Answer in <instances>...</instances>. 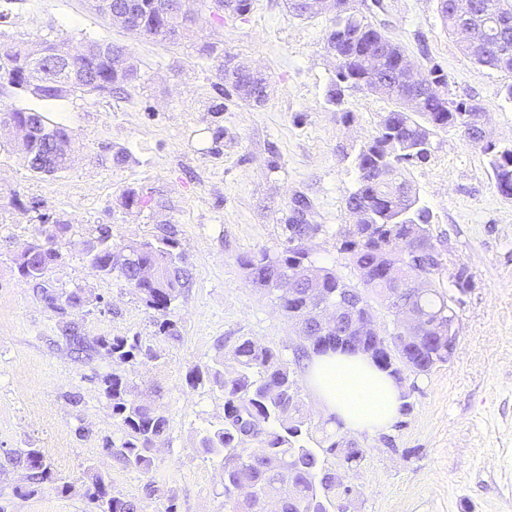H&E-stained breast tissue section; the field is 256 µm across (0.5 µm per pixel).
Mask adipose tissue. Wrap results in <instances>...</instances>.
<instances>
[{
  "mask_svg": "<svg viewBox=\"0 0 512 512\" xmlns=\"http://www.w3.org/2000/svg\"><path fill=\"white\" fill-rule=\"evenodd\" d=\"M308 381L327 413L351 430H386L399 413L398 384L364 357L339 353L313 356Z\"/></svg>",
  "mask_w": 512,
  "mask_h": 512,
  "instance_id": "1",
  "label": "adipose tissue"
}]
</instances>
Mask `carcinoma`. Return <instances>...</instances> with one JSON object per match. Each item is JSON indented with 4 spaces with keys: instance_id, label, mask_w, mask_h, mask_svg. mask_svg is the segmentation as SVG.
<instances>
[{
    "instance_id": "carcinoma-1",
    "label": "carcinoma",
    "mask_w": 512,
    "mask_h": 512,
    "mask_svg": "<svg viewBox=\"0 0 512 512\" xmlns=\"http://www.w3.org/2000/svg\"><path fill=\"white\" fill-rule=\"evenodd\" d=\"M110 6L129 7L126 30L131 34L173 45L177 43L174 35L187 31L192 23L183 0H110ZM469 24L483 31L485 46L475 50L462 43L461 50L481 66L512 71V0H475ZM367 47L384 57L383 69L376 73L362 63L361 53ZM324 48L337 60L336 80L326 92V103L336 117L344 123L352 119L351 112L344 108L345 91L352 88L390 100L393 108L381 115L377 134L355 158L357 186L345 205L360 210L361 218L352 226L337 228L335 233L336 251L356 280L343 276L333 266H320L323 295L332 301L338 296H357L370 309L375 301L388 302L390 284L385 273L393 272L404 283L420 278L421 293L410 297V306L426 318L422 339L405 340L394 331L379 340L372 336L362 339L359 332L351 331L338 340L304 323L303 312L311 298L303 269L316 265V260L292 242L319 233L320 224H300L292 218L283 227L281 248L248 252L239 257V263L253 286L273 295L299 330L313 338L310 347L331 342L344 352L380 356L386 359L385 369L400 382L404 370L422 375L448 362V327L471 285L466 267L450 273L447 265H438L439 243L431 229L434 215L420 202L416 188L406 177L407 166L427 163L434 136L460 123L467 128L464 138L481 145L497 190L509 198L512 146L481 139L485 106L478 100L448 95V75L439 64L430 65L426 77L440 93L406 84L400 71L405 48L374 27L352 0H335ZM201 52L220 59V79L237 99L253 107L265 103L270 93V80L265 74L233 63V57L215 44L203 46ZM36 59L45 66L32 68ZM69 70L84 73V79L68 82ZM140 79V67L127 48L117 44L95 40L66 44L48 38L21 41L0 51V128L28 129L22 155L31 171L38 175L62 172L71 161V136L68 126L56 121L51 105L79 94L121 95ZM150 203L151 198L134 189L121 195V205L126 209H142ZM68 230L69 225L62 221L41 216L32 227L27 248L14 259L19 275L38 269L42 274L32 282L43 285L55 261L57 243ZM142 246L143 251L132 262L111 254L114 245L110 229L101 225L96 236L83 242V253L97 275L124 281L145 308L153 311L156 334L176 338L179 331L177 322L171 319V307L190 284L184 257L178 252L179 243L165 228ZM142 265L158 267L161 278L153 283L141 279ZM285 274L294 278L286 287L280 282ZM45 300L63 316L85 305L80 287L56 294L47 291ZM60 333L65 350L77 359L99 349L117 365L152 356L151 348L139 336L101 337L92 343L74 320L63 321ZM220 365L212 373V383L224 394V422L204 433L200 447L206 453L222 456L225 512H259L258 498H239L237 490L243 487L257 488L261 498L278 501L279 512H330V493L338 485L336 471L326 466L322 455L340 453L346 462L358 464L363 459L361 449L328 435L311 446L313 437L302 387L297 372L282 353L247 338ZM101 382L120 431V436L106 442L104 449L127 467L148 472L153 447L165 433L167 419L131 396L120 374H108ZM249 432L257 435L256 440L242 441V435ZM9 461L31 486L53 481L39 448H18L10 452ZM86 476L92 486L89 499L94 512H141L139 500L112 495L101 473L90 467Z\"/></svg>"
}]
</instances>
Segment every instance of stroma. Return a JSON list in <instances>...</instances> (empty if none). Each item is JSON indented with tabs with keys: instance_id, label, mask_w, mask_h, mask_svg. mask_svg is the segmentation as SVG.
I'll list each match as a JSON object with an SVG mask.
<instances>
[{
	"instance_id": "obj_1",
	"label": "stroma",
	"mask_w": 512,
	"mask_h": 512,
	"mask_svg": "<svg viewBox=\"0 0 512 512\" xmlns=\"http://www.w3.org/2000/svg\"><path fill=\"white\" fill-rule=\"evenodd\" d=\"M189 2L197 24L177 45L131 37L86 0H16L10 24L0 27V49L42 36L124 45L143 74L130 98L57 103L55 118L74 139L68 170L38 176L19 154L0 149V504L8 512H89L90 466L113 495L138 498L142 512H163L170 497L178 512H224L221 460L199 446L203 430L222 424L224 397L206 383L190 386L187 376L230 356L245 337L288 360L297 346L293 323L251 286L238 258L279 247L302 195L312 205L308 222L323 227L310 243L318 265L342 263L334 233L352 222L345 200L356 187L354 159L389 102L347 91L353 118L346 124L326 108L336 74L324 48L326 16L302 19L286 0H253L246 15L217 25L209 0ZM370 20L405 46L419 70L439 63L452 96L484 104L486 140L512 145V103L503 99L512 72L465 55L436 0H381ZM205 43L269 75L263 106L227 94L217 60L199 53ZM216 103L223 112L212 113ZM121 150L129 155L123 164L115 161ZM408 178L435 215L449 270L463 266L472 275L457 310L453 354L403 382L409 406L383 434L346 428L304 390L311 434L334 433L362 449L356 467L339 455L327 461L344 472L353 512H512V199L497 192L481 147L453 127L436 137L429 162L409 167ZM131 188L151 195V206L123 209L120 196ZM44 213L69 226L45 286L83 289L86 304L73 317L88 339L138 335L153 357L118 366L103 352L78 360L59 348L61 315L14 264ZM100 225L119 247L163 227L174 231L191 273L174 303L179 338L156 335L151 311L134 292L89 268L82 243ZM112 372L168 421L149 473L125 468L104 450L117 435L100 381ZM28 446L41 449L55 480L17 496L20 473L8 453ZM148 482L159 489L149 499Z\"/></svg>"
}]
</instances>
